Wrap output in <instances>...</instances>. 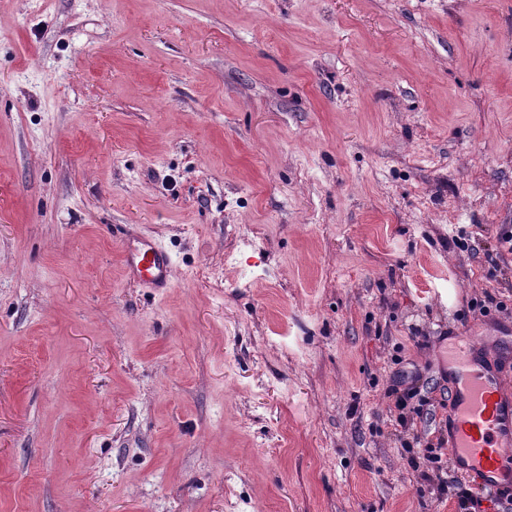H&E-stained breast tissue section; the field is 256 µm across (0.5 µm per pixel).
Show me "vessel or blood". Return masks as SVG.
I'll return each instance as SVG.
<instances>
[{
    "label": "vessel or blood",
    "instance_id": "1",
    "mask_svg": "<svg viewBox=\"0 0 512 512\" xmlns=\"http://www.w3.org/2000/svg\"><path fill=\"white\" fill-rule=\"evenodd\" d=\"M123 263L129 278L143 287L171 284L170 258L152 240L125 249ZM479 349L478 342L464 339L446 353L453 404L448 447L458 473L497 496L512 493V387Z\"/></svg>",
    "mask_w": 512,
    "mask_h": 512
}]
</instances>
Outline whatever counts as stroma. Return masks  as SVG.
Masks as SVG:
<instances>
[{
    "instance_id": "obj_1",
    "label": "stroma",
    "mask_w": 512,
    "mask_h": 512,
    "mask_svg": "<svg viewBox=\"0 0 512 512\" xmlns=\"http://www.w3.org/2000/svg\"><path fill=\"white\" fill-rule=\"evenodd\" d=\"M506 232L512 0H0V512H459ZM125 270L130 279L145 288L164 289L171 284V261L168 254L150 239H141L125 249ZM427 454L423 456V466L425 465L427 470L437 471L436 478L439 481V490L441 494L448 493L457 499L459 508L462 511L469 512L470 509H475L480 507L482 504V499L478 497L469 485L466 482H463L462 479L458 477H450L448 480L447 472H445L446 477H443V465L441 456L436 453V448L428 447L426 448Z\"/></svg>"
}]
</instances>
